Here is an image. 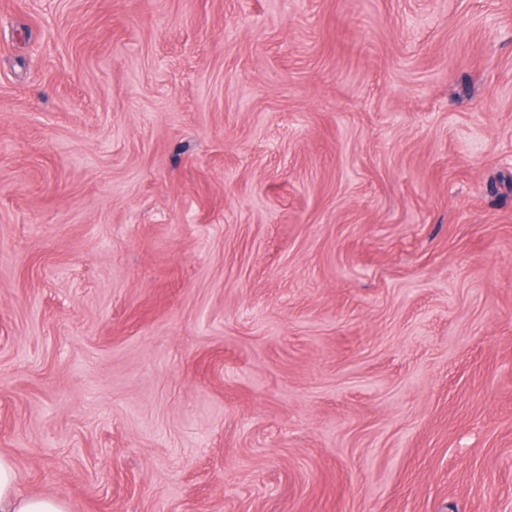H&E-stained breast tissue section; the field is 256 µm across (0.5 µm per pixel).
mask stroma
<instances>
[{"label": "stroma", "mask_w": 512, "mask_h": 512, "mask_svg": "<svg viewBox=\"0 0 512 512\" xmlns=\"http://www.w3.org/2000/svg\"><path fill=\"white\" fill-rule=\"evenodd\" d=\"M0 454L67 512H512V0H0Z\"/></svg>", "instance_id": "35a3bbf8"}]
</instances>
